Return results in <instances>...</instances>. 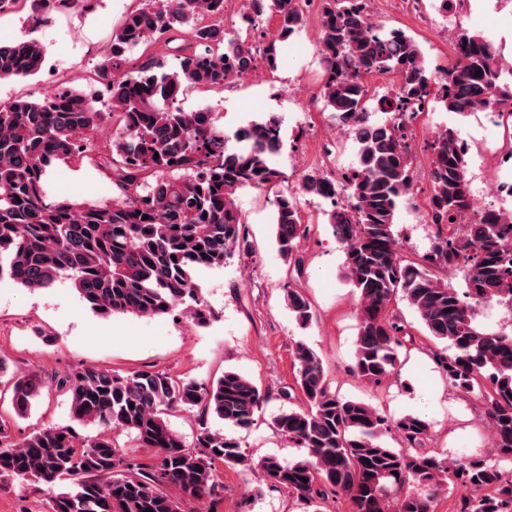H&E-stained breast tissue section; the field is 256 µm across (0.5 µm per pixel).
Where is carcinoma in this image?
I'll return each mask as SVG.
<instances>
[{
  "label": "carcinoma",
  "instance_id": "carcinoma-1",
  "mask_svg": "<svg viewBox=\"0 0 512 512\" xmlns=\"http://www.w3.org/2000/svg\"><path fill=\"white\" fill-rule=\"evenodd\" d=\"M248 2L245 22L264 13L278 19L263 48L266 67L275 70L280 44L304 25L302 0ZM320 7V100L348 131L355 163L336 178L303 173L299 191L330 202L324 223L342 249L343 277L359 296L349 372L375 389L396 372L402 350L413 343L395 310L398 301L407 302L425 334L443 344L434 358L448 387L481 405L497 462L453 461L424 449L426 419H391L370 401L332 391L319 354L298 341L294 366L304 406L273 416L271 425L306 449L304 458L254 459L239 439L207 425L210 416L240 430L254 424L267 394L240 373L226 371L206 385L155 370L120 375L85 366L61 385L72 420L99 432L84 436L72 425H48L15 441L0 419V490L14 481L44 486L42 512H191L206 499L207 512H217L222 464L256 473L267 488L296 495L314 512L331 495L347 502V512H433L449 483L468 490L460 512H512V468L499 466L512 463V331L488 330L475 316L487 303L512 311V209H475L467 153L457 147L454 127L433 131L425 213L435 226L430 248L408 258L395 230L414 191V119L430 103L461 118L495 104L501 122L512 124V83L503 81L505 73L512 77V62L504 63L491 40L461 28L456 63L442 72L412 36L373 22L366 0H320ZM223 16L224 0H143L126 14L101 65L107 113L65 87L37 100L0 104V280L31 290L69 280L105 317L172 315L201 327L209 323L198 274L252 253L236 192L268 189L282 179L272 163L283 147L276 114L228 138L216 131L212 110L176 106L187 85L222 87L254 68L253 47L217 26ZM178 24L188 26L189 41L178 70L156 73L129 58L132 49ZM44 59L35 39L0 45V79L35 74ZM367 74L393 81L392 93L374 108ZM374 110L382 117L372 121ZM105 115L114 126L112 200L49 199L48 171L84 154V134ZM273 224L280 256L301 269L309 225L296 196H277ZM452 271L461 273L463 287L440 278ZM285 299L298 326L309 327L314 313L308 298L290 288ZM45 389L37 373L18 377L11 388L15 413L25 415ZM175 407L201 409L190 444L164 418ZM116 431L153 454L144 460L116 446ZM391 431L401 448L382 440Z\"/></svg>",
  "mask_w": 512,
  "mask_h": 512
}]
</instances>
